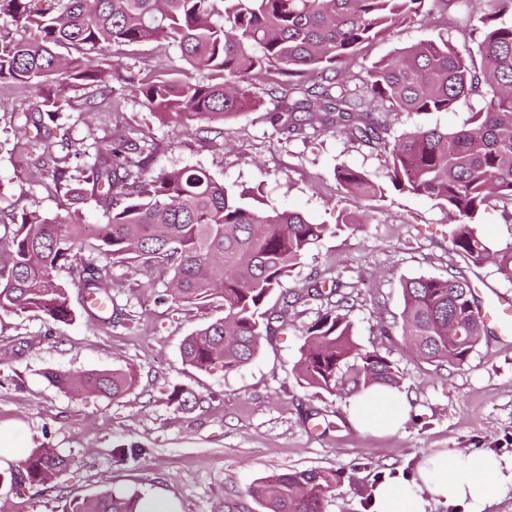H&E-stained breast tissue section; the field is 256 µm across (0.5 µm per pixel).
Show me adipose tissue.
<instances>
[{
	"label": "adipose tissue",
	"instance_id": "ef3b65f1",
	"mask_svg": "<svg viewBox=\"0 0 512 512\" xmlns=\"http://www.w3.org/2000/svg\"><path fill=\"white\" fill-rule=\"evenodd\" d=\"M409 408L396 390L368 388L352 397L350 417L370 429L395 430ZM512 495V457L456 450L424 460L410 479L386 477L373 490L372 512H426L433 504L449 512H489Z\"/></svg>",
	"mask_w": 512,
	"mask_h": 512
}]
</instances>
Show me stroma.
Masks as SVG:
<instances>
[{"label": "stroma", "instance_id": "35a3bbf8", "mask_svg": "<svg viewBox=\"0 0 512 512\" xmlns=\"http://www.w3.org/2000/svg\"><path fill=\"white\" fill-rule=\"evenodd\" d=\"M456 13L452 6L391 29L362 47L353 70L424 41L445 39L459 52L475 50L473 40L453 26ZM110 60L144 73L170 61L175 78L191 73L206 83L219 80L214 73H192L179 50L164 41L116 50ZM268 89L255 85L259 106L226 119L220 143L202 132L196 117L177 120L133 98L123 103V122L154 140L149 169L200 167L230 191L258 189L278 210L329 225L282 286L291 291L314 278L351 285L354 338L398 367L408 421L393 433L369 432L350 420L348 398L299 379L295 365L303 332L318 316L314 308L290 314L238 370L203 372L185 365V337L222 317L223 309L166 307L156 301L163 284L117 265L111 293L129 312L127 325L90 321L75 287L69 290L72 321L0 313V445L24 452L46 446L72 461L49 487L20 497L0 488V512H62L71 498L105 490L164 495L177 501L179 512H263L248 493L254 482L309 469L342 476L326 512H369L365 492L378 477L414 474L429 456L457 449L512 456V341L488 332L463 366L437 367L419 358L400 329H382L403 309V279L456 274L473 287L510 295L512 282L494 264L476 266L456 254L448 212L437 200L391 189L374 205L342 191L336 179L342 166L384 182L380 153L330 130L286 138L270 120L279 102ZM94 92L89 85L70 88L69 108L59 119L69 141L55 152L76 180L83 151L113 129L111 113L91 110ZM34 100L32 89L0 88V213L27 209L64 216V195L49 189V175L35 163L40 149L29 141L27 114ZM486 103V97L472 96L448 112H403L393 117L392 132L455 129ZM363 214L367 222L358 223ZM112 368L137 373L133 390L116 400L59 390L44 376L49 369L77 374ZM180 387L204 395L203 407L187 411L175 404L171 394ZM131 445L136 455L115 458L117 448Z\"/></svg>", "mask_w": 512, "mask_h": 512}]
</instances>
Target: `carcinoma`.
Listing matches in <instances>:
<instances>
[{"instance_id":"1","label":"carcinoma","mask_w":512,"mask_h":512,"mask_svg":"<svg viewBox=\"0 0 512 512\" xmlns=\"http://www.w3.org/2000/svg\"><path fill=\"white\" fill-rule=\"evenodd\" d=\"M0 0V18L15 31L0 30V84L43 91L30 116L42 149L38 161L57 188L67 186L58 166L53 129L65 111L69 86L96 84L101 103L122 111L112 80L154 112L192 114L211 123L254 106L251 88L266 80L279 95L271 117L279 130L300 137L309 128L338 129L350 139L389 156L388 185L350 168L337 170L341 187L370 200L386 198L387 187L425 195L448 210L456 253L476 265L498 259L512 281V249L493 254L477 231L482 210L493 207L512 221V0H464L480 26L470 32L476 51L460 54L447 41L421 42L372 64L366 75L351 61L360 48L391 28L423 15L428 3L450 0ZM165 41L182 60L224 81L205 84L153 73H112L85 56L105 57L122 46ZM327 76L310 85L306 72ZM492 96L455 130L416 128L391 136V117L401 112H448L466 96ZM153 141L115 125L112 138L88 155L83 182L106 218L81 224L49 219L33 211L12 214L0 234V312H40L54 321L73 319L66 268L88 303V317L118 324L127 313L112 301V265L123 263L171 275L164 300L175 305L216 303L224 316L187 336L183 361L201 371L228 373L255 356L261 340L288 309L310 301L325 312L305 330L296 369L308 386L334 396H353L372 385L400 387L399 370L375 349L353 339L346 308L348 285L326 288L313 280L299 291H281L282 281L308 250L329 232L292 211L253 207L248 191L234 194L206 171L180 168L154 172L142 155ZM401 331L427 362L463 365L485 333L470 283L456 276L404 279ZM279 292V307H265ZM58 388L117 399L136 384L132 369L83 372L50 370ZM70 465L53 448H32L6 471L0 483L21 496L46 486ZM337 472L288 470L255 482L251 496L265 512H325ZM139 493H101L95 501L74 498L63 512H137Z\"/></svg>"}]
</instances>
